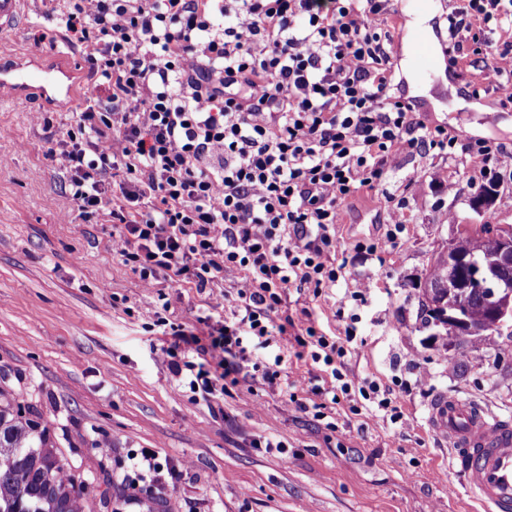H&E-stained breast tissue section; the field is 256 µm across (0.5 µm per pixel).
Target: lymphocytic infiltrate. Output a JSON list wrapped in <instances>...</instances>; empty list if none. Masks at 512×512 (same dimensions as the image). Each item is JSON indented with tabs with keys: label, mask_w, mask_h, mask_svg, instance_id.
Masks as SVG:
<instances>
[{
	"label": "lymphocytic infiltrate",
	"mask_w": 512,
	"mask_h": 512,
	"mask_svg": "<svg viewBox=\"0 0 512 512\" xmlns=\"http://www.w3.org/2000/svg\"><path fill=\"white\" fill-rule=\"evenodd\" d=\"M99 82L77 115L87 143L49 148L70 175L80 213L118 225L112 255L145 287L236 282L233 322L199 317L206 344L164 347L175 376L204 398L212 370L240 386L248 342L302 349L330 369V404L360 395L391 412L376 384L338 368L343 338L289 333L272 316L286 288L321 297L342 276L339 207L377 189L405 153L459 147L480 169L512 164L486 140L458 144L389 96L391 51L380 30L389 0H44ZM502 0H457L452 51Z\"/></svg>",
	"instance_id": "obj_1"
}]
</instances>
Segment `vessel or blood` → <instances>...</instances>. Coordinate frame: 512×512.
<instances>
[{
    "instance_id": "obj_1",
    "label": "vessel or blood",
    "mask_w": 512,
    "mask_h": 512,
    "mask_svg": "<svg viewBox=\"0 0 512 512\" xmlns=\"http://www.w3.org/2000/svg\"><path fill=\"white\" fill-rule=\"evenodd\" d=\"M407 63L420 75L435 77L441 63L424 32H416L406 42ZM55 61L42 75L29 76L0 69V97L35 94L50 106L64 111L76 92L75 83L54 88L55 74H68ZM428 423L444 441L453 459L460 464L465 481L488 512H512V422L504 420L470 399L441 393L429 403Z\"/></svg>"
}]
</instances>
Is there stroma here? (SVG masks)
<instances>
[{
  "label": "stroma",
  "mask_w": 512,
  "mask_h": 512,
  "mask_svg": "<svg viewBox=\"0 0 512 512\" xmlns=\"http://www.w3.org/2000/svg\"><path fill=\"white\" fill-rule=\"evenodd\" d=\"M58 57L80 80L73 110L49 111L34 94L0 98V386L47 427L86 485L90 512H484L431 434L428 403L445 392L512 420V333L493 334L466 365L452 368L419 320L414 283L458 225L512 224V168L483 175L457 148L401 155L382 186L340 208L335 246L348 260L344 279L318 298L295 287L285 292L279 324L310 323L335 336L358 314L343 371L356 385L374 382L393 393L398 421L352 412L346 401L320 418L301 411L287 392L311 398L328 376L274 345L251 346L242 367L249 388L193 401L161 354L172 338L156 326V313L201 333L198 316L232 320L235 284L157 293L113 258L111 217L80 216L67 174L45 153L76 131L75 111L86 107L97 77L56 15L42 0H26L15 29L0 33V66L33 70ZM490 63L466 51L425 78L400 54L391 59L388 93L428 125L512 153V101ZM44 111L48 130L36 120ZM490 178L496 201L475 211L472 199ZM391 196L405 200L408 216L396 245L355 252L356 242L385 235ZM359 283L368 286L364 304L342 306L345 289ZM273 361L275 383L254 376V365ZM423 372L429 378L421 384ZM145 450L164 470L137 484L133 459ZM105 490L108 509L100 503Z\"/></svg>",
  "instance_id": "35a3bbf8"
}]
</instances>
